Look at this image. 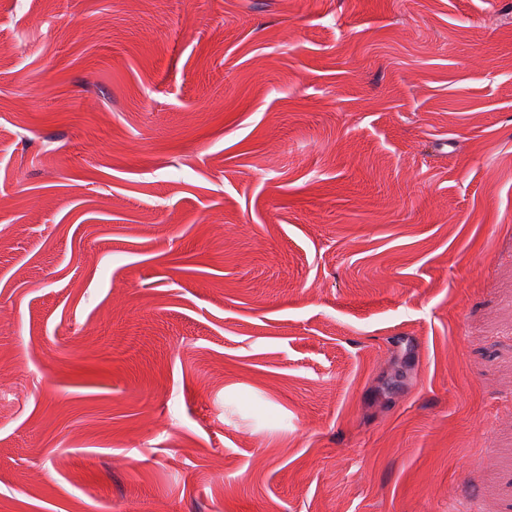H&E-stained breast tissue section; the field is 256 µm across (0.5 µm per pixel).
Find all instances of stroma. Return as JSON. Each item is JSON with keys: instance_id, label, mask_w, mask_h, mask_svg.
<instances>
[{"instance_id": "1", "label": "stroma", "mask_w": 512, "mask_h": 512, "mask_svg": "<svg viewBox=\"0 0 512 512\" xmlns=\"http://www.w3.org/2000/svg\"><path fill=\"white\" fill-rule=\"evenodd\" d=\"M0 512H512V0H0Z\"/></svg>"}]
</instances>
